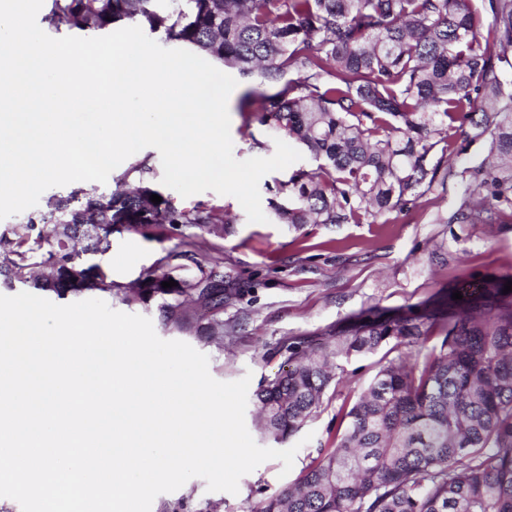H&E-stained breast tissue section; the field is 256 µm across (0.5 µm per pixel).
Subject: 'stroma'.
<instances>
[{"instance_id": "35a3bbf8", "label": "stroma", "mask_w": 512, "mask_h": 512, "mask_svg": "<svg viewBox=\"0 0 512 512\" xmlns=\"http://www.w3.org/2000/svg\"><path fill=\"white\" fill-rule=\"evenodd\" d=\"M237 101L236 95L228 101L234 157L272 156L275 136L266 127L252 125L253 141L242 140ZM450 135L458 149L454 176L421 196L415 208L388 214L383 223L307 224L295 233L271 219L269 192L261 194L262 210L270 217L266 224L248 222L234 197L200 193V200L224 207L234 217L232 232L221 242L224 270L249 287L235 306L224 310L223 343L188 337L164 325L153 306H135V314L148 317L160 338L187 341L207 355L216 380L232 382L247 375L255 390L282 369V346L289 339L331 344L336 332L362 310L377 306L407 312L448 284L467 287L486 276L512 275L511 214H503L496 224L438 221L460 197V171L479 167L487 155L486 144L469 141L461 127ZM175 243L163 229L145 235L124 231L113 235L104 261L115 282L133 288L141 273ZM397 355L387 344L373 354L338 359V382L327 390L319 416L305 425L312 438L298 450L290 472H283L281 461H266L241 478L234 495L207 491L205 480L193 478L177 491L157 496L151 512H245L248 502L298 482L320 452L335 447L347 425L346 412L379 362Z\"/></svg>"}]
</instances>
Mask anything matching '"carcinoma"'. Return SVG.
<instances>
[{"label":"carcinoma","instance_id":"cac0c4a2","mask_svg":"<svg viewBox=\"0 0 512 512\" xmlns=\"http://www.w3.org/2000/svg\"><path fill=\"white\" fill-rule=\"evenodd\" d=\"M56 31L125 22L203 53L249 84L241 112L304 149L315 167L277 180L275 219L360 224L404 212L438 183L460 120L486 142L489 160L460 172L465 184L445 224H494L512 210V0H50ZM258 82L265 90L250 86ZM440 157H434L435 149ZM150 156L115 180L110 194L73 191L49 209L0 230V284L58 299L80 297L83 266L95 293L131 305L156 303L164 325L224 341V307L246 288L224 275L215 240L231 232L224 208L177 204L157 193ZM62 225V232L46 225ZM166 228L178 244L123 288L103 262L112 235ZM195 267L191 280L174 272ZM177 282L163 288L162 282ZM488 276L462 299L416 313L359 315L332 349L292 342L284 368L255 392L259 430L283 443L316 417L335 381L333 360L391 341L420 348L431 328L439 347L410 364L381 365L346 413L335 448L298 484L247 512H512V291Z\"/></svg>","mask_w":512,"mask_h":512}]
</instances>
